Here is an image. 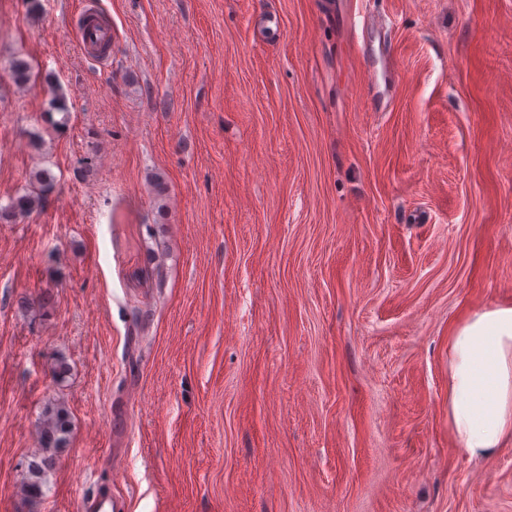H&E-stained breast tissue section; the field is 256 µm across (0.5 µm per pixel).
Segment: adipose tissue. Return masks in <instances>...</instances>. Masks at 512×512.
<instances>
[{
    "label": "adipose tissue",
    "mask_w": 512,
    "mask_h": 512,
    "mask_svg": "<svg viewBox=\"0 0 512 512\" xmlns=\"http://www.w3.org/2000/svg\"><path fill=\"white\" fill-rule=\"evenodd\" d=\"M448 427L468 457L512 442V305L474 312L448 340Z\"/></svg>",
    "instance_id": "ef3b65f1"
}]
</instances>
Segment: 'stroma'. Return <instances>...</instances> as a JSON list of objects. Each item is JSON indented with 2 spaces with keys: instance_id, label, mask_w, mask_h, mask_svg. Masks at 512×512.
<instances>
[{
  "instance_id": "obj_1",
  "label": "stroma",
  "mask_w": 512,
  "mask_h": 512,
  "mask_svg": "<svg viewBox=\"0 0 512 512\" xmlns=\"http://www.w3.org/2000/svg\"><path fill=\"white\" fill-rule=\"evenodd\" d=\"M41 168L0 223V512H512V444L448 429L450 329L512 305V0H0V206ZM78 44L84 50L112 48V26H98L94 23L84 25L78 31ZM32 182L33 188L30 192L17 197L7 207L0 208V220L11 221L39 207L44 200V194L53 187L54 176L48 170H39L33 175ZM40 439L42 448L51 452L65 440L71 430L67 409L62 404L47 406L42 415ZM53 464L52 453L35 458L29 464L30 481L27 484L28 497L36 498L42 494L41 475ZM82 512H114L119 510L112 499V488H99L92 496L84 497L79 506Z\"/></svg>"
}]
</instances>
